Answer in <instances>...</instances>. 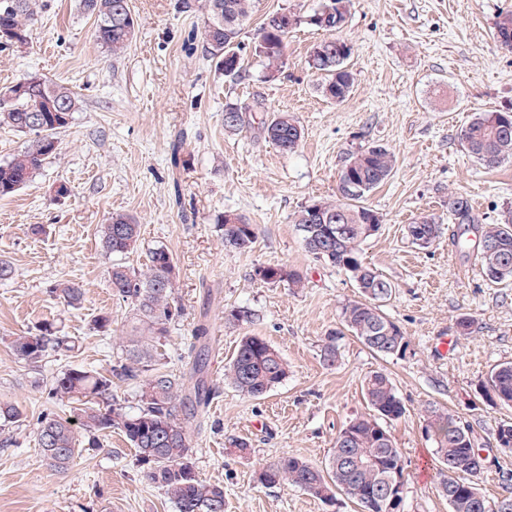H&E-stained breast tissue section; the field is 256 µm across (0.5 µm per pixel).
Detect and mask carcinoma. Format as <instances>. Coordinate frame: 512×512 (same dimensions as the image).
Here are the masks:
<instances>
[{
	"instance_id": "obj_1",
	"label": "carcinoma",
	"mask_w": 512,
	"mask_h": 512,
	"mask_svg": "<svg viewBox=\"0 0 512 512\" xmlns=\"http://www.w3.org/2000/svg\"><path fill=\"white\" fill-rule=\"evenodd\" d=\"M13 7L0 6V47H23L29 44L30 27L36 13L37 0H11ZM207 15L202 43L207 55L216 61L224 76L237 79L242 73L237 49L239 36L250 21L253 0H203ZM351 0H324L332 10L323 22L307 24L335 31L346 20ZM85 13L94 17L95 41L111 55L124 54L134 37L135 18L129 0H80ZM302 23L289 26L283 11L265 16L259 27L258 43L267 50H256L263 59L267 76L280 71L288 35ZM496 41L512 50V11L498 14L494 26ZM336 50L332 56L311 53L308 65L323 77L321 92L336 102L349 96L354 75L348 66L352 48L341 39L329 40ZM54 102L58 112H45L42 127H31L29 115ZM80 109L76 92L50 80L30 77L0 91V125L33 136L24 151L0 164V197L9 196L25 186L40 171L43 163L56 150L48 141L57 139ZM266 137L284 151L295 150L304 135L293 115L275 112L263 125ZM460 141L467 153L487 168L512 159V112H478L461 129ZM395 166L393 154L383 145L369 146L354 154L341 171L338 182L340 199L319 201L302 207L296 217L304 251L316 262L345 272L356 281L361 298L347 302L341 312L340 327L329 333L323 360L336 362L339 341L350 332L376 355H398L396 344L409 347L404 332L383 310L393 295L392 283L367 266L362 246L371 237L369 224L376 212L366 206L365 198L384 183ZM327 221L315 223L312 210ZM224 231V246L248 252L255 243V225L238 214L224 213L219 219ZM448 223L457 225L454 241H464L470 227L477 226L479 238L492 245L489 254L477 249L481 274L490 285L512 283V211L495 224L481 223L469 199L461 194L448 195ZM342 232L332 235L336 226ZM441 225L433 217L423 216L407 225L413 244L429 247L440 235ZM103 249L114 257L134 251L139 242V224L124 213H114L101 225ZM146 270L139 271L122 262L113 261L109 282L113 296L128 304L133 312L130 331L122 355L104 372L85 368H67L58 373L50 388L51 398L79 412L80 428L85 432L117 429L135 448L136 461L146 479L161 488L176 512H224V486L201 478L195 470L190 448V420L207 404L213 387L207 384L205 350L208 328L200 324L194 331L200 352L195 357L189 379L178 378L162 370L164 354L160 347L169 325L179 316L173 290L175 262L164 247L148 249ZM255 276L267 284L288 282L294 288L305 286L304 276L281 266H259ZM49 292L75 307L82 303L84 292L75 281L53 284ZM254 313L247 307H236L225 315L229 324L251 323ZM76 341L60 334L50 323L35 333L17 336L11 342L14 355L28 363H39L51 352H71ZM288 375V363L267 340L257 335L241 338L234 356L224 368V382L252 398H260L280 384ZM137 387V404L130 409L112 395L114 381ZM491 389L498 403L512 406V362L495 366L481 390ZM364 397L371 409L367 415L350 419L336 434L334 450L325 468L319 469L305 460L289 456L262 466L257 482L265 487L291 486L322 498V491L344 493L366 512H387L380 493L393 470L406 482L402 453L397 448L388 423L401 419L406 407L398 396L389 375L382 370L370 372L363 380ZM425 436L435 444L439 461L446 469L440 474L439 487L448 497L452 486L470 482L467 471L457 463L474 454L473 437L460 431L461 419L455 414L429 403L421 410ZM21 418L18 406L10 400L0 401V422L15 423ZM76 423L54 415L45 416L38 431V444L52 466L64 470L82 452V445L95 446V439L78 438ZM369 455L378 465L354 467L347 458ZM451 512H494L496 501L487 497L476 500L458 494L448 502Z\"/></svg>"
}]
</instances>
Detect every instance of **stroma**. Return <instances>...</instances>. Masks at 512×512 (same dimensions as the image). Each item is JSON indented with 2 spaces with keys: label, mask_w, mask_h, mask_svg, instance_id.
Returning a JSON list of instances; mask_svg holds the SVG:
<instances>
[{
  "label": "stroma",
  "mask_w": 512,
  "mask_h": 512,
  "mask_svg": "<svg viewBox=\"0 0 512 512\" xmlns=\"http://www.w3.org/2000/svg\"><path fill=\"white\" fill-rule=\"evenodd\" d=\"M322 0H254L239 38L243 76L225 77L203 55L201 9L180 11V0H130L136 20L130 48L118 58L97 44L94 20L78 0H38L31 40L0 48V88L28 77L66 85L83 100L58 135L55 155L14 195L0 199V258L13 267L0 281V398L18 405L19 423L0 426V512H176L174 504L136 465L134 448L116 430L70 467L50 466L38 445L40 421L69 417L50 399L65 368H109L130 323V308L113 296L112 257L99 242L100 224L113 212L136 217L140 246L125 262L144 269L155 246L176 262L174 297L180 315L165 341L166 370L188 375L191 336L206 324L207 380L214 389L192 423V460L200 477L224 487V512H357L346 495L325 504L286 486L257 485L262 464L293 456L325 464L339 429L366 413L361 384L373 370L387 372L407 408L390 430L407 475L404 512H449L441 495L434 444L422 430L421 409L434 402L470 425L487 456L480 480L497 501L508 491L512 451L494 435L512 407L477 400L491 370L512 362V286L483 281L475 248L454 245L448 230V196H467L484 223L512 210V162L487 168L463 148L459 134L477 112L512 109V50L493 37L499 12L512 0H352L337 38L353 47L354 87L341 103L322 96L321 77L307 64L326 31L303 24L288 36L284 63L268 77L255 46L270 12L285 8L311 15ZM262 103L246 128H224L227 104ZM288 111L304 129L288 152L265 138L269 113ZM380 144L396 165L366 203L381 219L364 246V258L395 286L385 312L410 342L405 357L374 355L345 337L335 365L321 349L339 322L343 304L359 291L344 272L313 262L304 252L294 218L305 205L335 198L338 175L362 148ZM67 184L58 198L54 189ZM231 211L257 228L251 251L224 245L216 218ZM432 214L444 230L429 247L411 243L406 227ZM42 233H33V226ZM260 264L297 269L305 287L267 284ZM84 288L80 308L66 306L48 288L60 280ZM245 306L253 323L230 326L224 314ZM110 313L108 334L91 320ZM471 335L456 336L460 316ZM52 322L78 339L73 353H50L31 364L10 349L14 337ZM256 334L286 358L287 378L265 398H248L224 383V365L240 338ZM441 336L454 338L448 354ZM249 439L241 458L229 438Z\"/></svg>",
  "instance_id": "obj_1"
}]
</instances>
